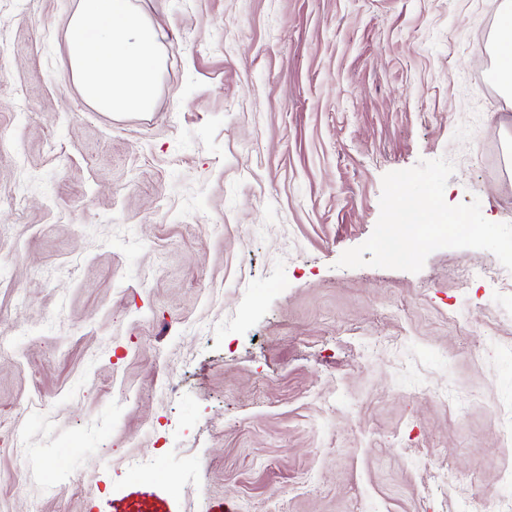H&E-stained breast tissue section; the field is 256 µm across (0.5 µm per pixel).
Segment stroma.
<instances>
[{
	"mask_svg": "<svg viewBox=\"0 0 512 512\" xmlns=\"http://www.w3.org/2000/svg\"><path fill=\"white\" fill-rule=\"evenodd\" d=\"M133 2L156 102L109 114L67 60L79 0H0V512H104L133 475L184 512H497L512 282L457 276L497 258L337 265L423 159L512 223L486 0Z\"/></svg>",
	"mask_w": 512,
	"mask_h": 512,
	"instance_id": "obj_1",
	"label": "stroma"
}]
</instances>
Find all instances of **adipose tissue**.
<instances>
[{
    "mask_svg": "<svg viewBox=\"0 0 512 512\" xmlns=\"http://www.w3.org/2000/svg\"><path fill=\"white\" fill-rule=\"evenodd\" d=\"M496 17L492 78L512 101V0H489ZM163 27L132 0H81L67 22V53L83 98L108 113L155 105Z\"/></svg>",
    "mask_w": 512,
    "mask_h": 512,
    "instance_id": "1",
    "label": "adipose tissue"
}]
</instances>
